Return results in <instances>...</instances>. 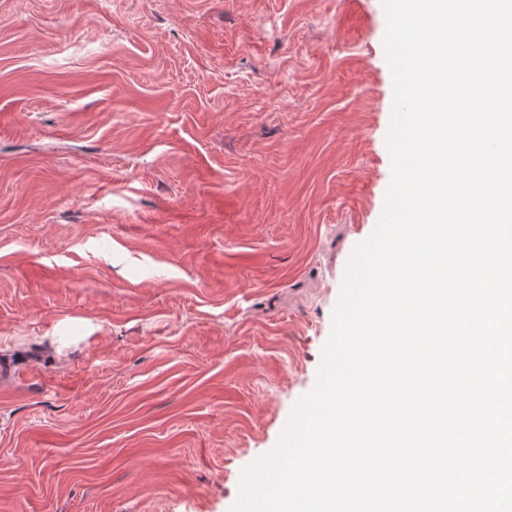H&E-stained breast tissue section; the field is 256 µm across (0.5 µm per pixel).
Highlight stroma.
<instances>
[{"mask_svg": "<svg viewBox=\"0 0 512 512\" xmlns=\"http://www.w3.org/2000/svg\"><path fill=\"white\" fill-rule=\"evenodd\" d=\"M383 0H0V512H230L392 179Z\"/></svg>", "mask_w": 512, "mask_h": 512, "instance_id": "stroma-1", "label": "stroma"}]
</instances>
